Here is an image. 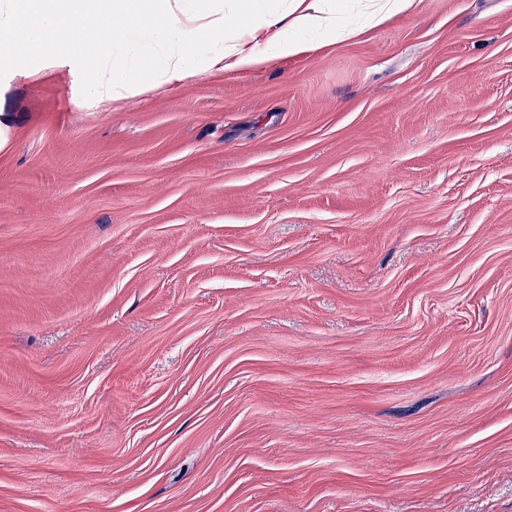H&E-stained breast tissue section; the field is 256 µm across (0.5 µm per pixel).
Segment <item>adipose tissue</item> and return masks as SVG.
Listing matches in <instances>:
<instances>
[{
  "label": "adipose tissue",
  "instance_id": "adipose-tissue-1",
  "mask_svg": "<svg viewBox=\"0 0 512 512\" xmlns=\"http://www.w3.org/2000/svg\"><path fill=\"white\" fill-rule=\"evenodd\" d=\"M419 0H369L358 18L342 0H0V70L39 77L69 59L91 71L88 95L129 101L189 78L262 69L359 36L415 11ZM106 37L83 48L87 31ZM153 62L143 80L142 57Z\"/></svg>",
  "mask_w": 512,
  "mask_h": 512
}]
</instances>
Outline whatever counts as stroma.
Wrapping results in <instances>:
<instances>
[{
  "label": "stroma",
  "instance_id": "stroma-1",
  "mask_svg": "<svg viewBox=\"0 0 512 512\" xmlns=\"http://www.w3.org/2000/svg\"><path fill=\"white\" fill-rule=\"evenodd\" d=\"M88 78L0 76V512H512V0Z\"/></svg>",
  "mask_w": 512,
  "mask_h": 512
}]
</instances>
